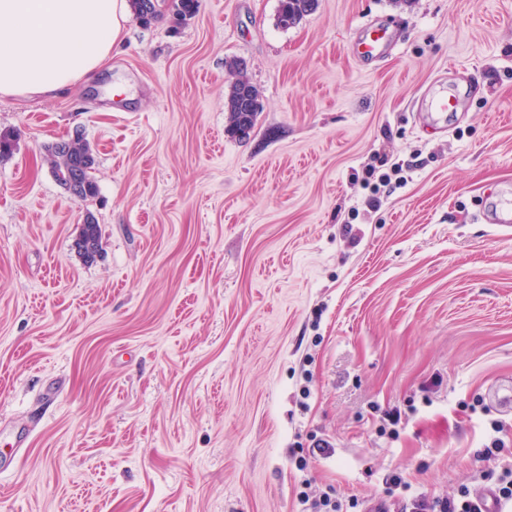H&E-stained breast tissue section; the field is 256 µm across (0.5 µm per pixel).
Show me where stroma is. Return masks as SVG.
Masks as SVG:
<instances>
[{
  "label": "stroma",
  "mask_w": 512,
  "mask_h": 512,
  "mask_svg": "<svg viewBox=\"0 0 512 512\" xmlns=\"http://www.w3.org/2000/svg\"><path fill=\"white\" fill-rule=\"evenodd\" d=\"M199 0L89 81L0 96V512H302L484 486L512 382V0ZM395 42L364 67L352 41ZM258 88L225 135L224 62ZM458 111L430 116L440 87ZM81 135L96 198L45 144ZM404 184L366 206L374 155ZM93 214L101 251L74 247ZM397 409L396 433L381 432ZM319 439L331 444L312 451ZM318 7V0H279L277 20L283 28L291 27L313 13ZM288 20L291 21L288 24ZM299 500L306 506L304 512H343V505L338 500H332L328 495L312 497L306 491L299 493Z\"/></svg>",
  "instance_id": "obj_1"
}]
</instances>
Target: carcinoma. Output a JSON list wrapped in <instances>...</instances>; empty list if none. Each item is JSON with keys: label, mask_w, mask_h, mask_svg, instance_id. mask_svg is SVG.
Listing matches in <instances>:
<instances>
[{"label": "carcinoma", "mask_w": 512, "mask_h": 512, "mask_svg": "<svg viewBox=\"0 0 512 512\" xmlns=\"http://www.w3.org/2000/svg\"><path fill=\"white\" fill-rule=\"evenodd\" d=\"M198 0H172L170 12L174 25H182L197 12ZM318 0H279L277 20L283 28H288L313 13ZM227 70L236 76L227 89L226 107L229 112L228 132L236 136L241 130L252 131L256 125L258 113L246 112L235 107L242 89L249 87L258 93L248 79L242 75V62L231 59L226 62ZM52 163L53 174L57 182L71 195L87 201L98 195V184L92 176L95 158L88 142L78 136L70 140H58L45 145Z\"/></svg>", "instance_id": "cac0c4a2"}]
</instances>
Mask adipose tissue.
<instances>
[{
    "label": "adipose tissue",
    "mask_w": 512,
    "mask_h": 512,
    "mask_svg": "<svg viewBox=\"0 0 512 512\" xmlns=\"http://www.w3.org/2000/svg\"><path fill=\"white\" fill-rule=\"evenodd\" d=\"M127 21L126 0H0V95L52 96L92 79Z\"/></svg>",
    "instance_id": "obj_1"
}]
</instances>
